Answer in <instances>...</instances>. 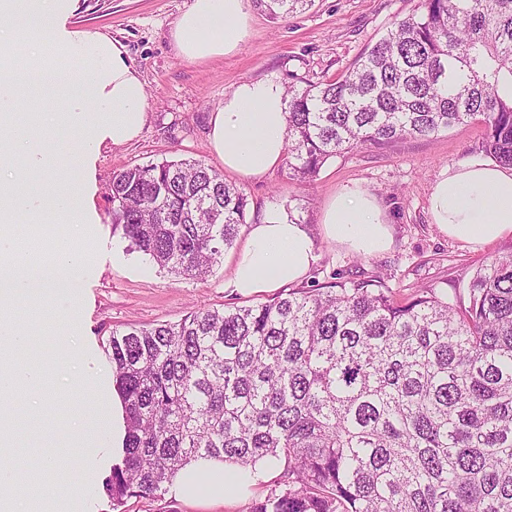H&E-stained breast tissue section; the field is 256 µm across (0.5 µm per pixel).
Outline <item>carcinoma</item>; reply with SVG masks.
I'll use <instances>...</instances> for the list:
<instances>
[{
    "instance_id": "obj_1",
    "label": "carcinoma",
    "mask_w": 512,
    "mask_h": 512,
    "mask_svg": "<svg viewBox=\"0 0 512 512\" xmlns=\"http://www.w3.org/2000/svg\"><path fill=\"white\" fill-rule=\"evenodd\" d=\"M310 0H254L286 18ZM290 176L362 146L478 120L512 165V0H421L337 80L286 91ZM112 224L158 267L201 279L248 199L201 160L124 168ZM127 434L106 491L157 498L199 458L283 465L249 512H512V254L462 310L379 276L112 330Z\"/></svg>"
}]
</instances>
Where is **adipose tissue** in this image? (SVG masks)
I'll use <instances>...</instances> for the list:
<instances>
[{"mask_svg":"<svg viewBox=\"0 0 512 512\" xmlns=\"http://www.w3.org/2000/svg\"><path fill=\"white\" fill-rule=\"evenodd\" d=\"M72 0H0V395L14 385L39 382L41 372L16 361L23 345L13 311L19 302L50 300L56 325L73 328L80 316L83 274L91 253L81 239L91 237L96 215L89 205L91 172L105 146L131 142L147 121L146 88L118 41L69 29ZM28 17V40L17 44L11 25L18 12ZM250 36L249 0H191L173 31L180 56L208 61L235 52ZM51 87L55 100L79 124L81 136L64 143L76 169L64 187L45 193L24 187L25 171L44 166L42 147L32 129L54 125L55 113H30L15 122V99L26 90L30 100ZM288 104L274 79L245 80L224 96L209 120L208 139L225 171L251 181L264 177L285 157ZM23 157L26 169L8 167ZM432 224L462 244L484 246L512 236V166L471 163L447 168L431 186ZM323 232L332 242L365 256L384 251L390 240L376 197L358 186H344L328 200ZM48 246L50 259L36 263L27 242ZM315 261L312 236L281 208L252 222L233 261L229 285L253 296L295 284ZM274 462L247 468L209 459L192 463L173 482L181 496L196 501L234 498L267 481Z\"/></svg>","mask_w":512,"mask_h":512,"instance_id":"adipose-tissue-1","label":"adipose tissue"}]
</instances>
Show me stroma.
Here are the masks:
<instances>
[{
	"label": "stroma",
	"mask_w": 512,
	"mask_h": 512,
	"mask_svg": "<svg viewBox=\"0 0 512 512\" xmlns=\"http://www.w3.org/2000/svg\"><path fill=\"white\" fill-rule=\"evenodd\" d=\"M190 0H76L69 19L72 29L118 39L139 71L147 93L148 120L141 135L122 147L102 148L96 168L98 189L93 206L99 222L89 241L93 261L80 298L75 337H45L30 326L35 311L19 320L28 332L20 361L38 365L52 359L50 373L55 399L45 406L18 403L17 417L24 432L17 447L0 455V464L19 467L29 457L50 469L77 467L81 456L59 452L69 441L74 424L88 422L86 407L73 404L69 381L78 347L100 367V387L112 392V363L107 338L115 328L176 323L200 307L257 304L229 289L237 247L224 252L222 263L202 280H189L160 269L148 256L131 249L112 226L107 187L114 172L162 159L194 158L213 168L221 163L212 152L209 118L224 101L225 92L244 80L271 78L299 88L339 77L358 56L385 34L392 22L418 8L420 0H312L304 10L273 20L260 10L251 12V36L240 49L223 58L196 64L177 56L172 31ZM78 131L59 116L54 135H43L47 175L33 174L26 185L38 191L46 177L65 176L71 160L58 149L59 138L73 139ZM481 123L454 126L429 137L406 138L387 146L362 147L329 159L309 182L290 179L287 165L265 177L242 182L249 200V220H258L269 207L291 211L315 242V264L303 286L323 285L340 276L366 281L379 275L397 293L410 296L424 288L463 306L474 271L495 256L512 252V237L474 249L442 235L431 224L428 196L445 168L471 162H490ZM356 184L374 194L391 227L389 249L363 256L328 240L322 215L328 199L342 186ZM270 484L253 488L238 499L201 504L165 495L130 498L120 512H249L264 498Z\"/></svg>",
	"instance_id": "35a3bbf8"
}]
</instances>
